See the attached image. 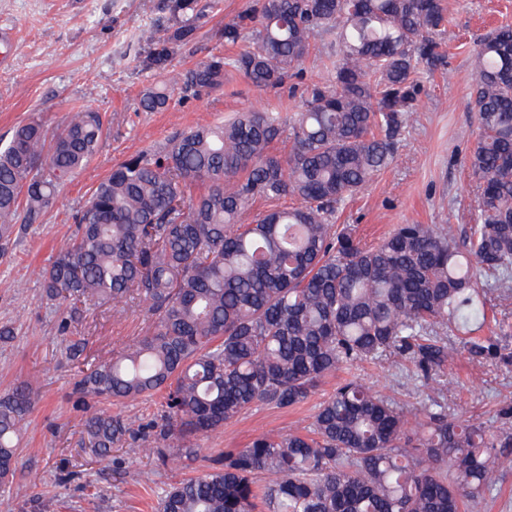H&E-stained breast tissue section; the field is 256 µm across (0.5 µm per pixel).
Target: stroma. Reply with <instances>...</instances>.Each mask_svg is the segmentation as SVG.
Listing matches in <instances>:
<instances>
[{
	"label": "stroma",
	"instance_id": "35a3bbf8",
	"mask_svg": "<svg viewBox=\"0 0 512 512\" xmlns=\"http://www.w3.org/2000/svg\"><path fill=\"white\" fill-rule=\"evenodd\" d=\"M254 0H191L196 17L192 41L178 47L165 69L143 65L138 38L153 30L172 35L177 15L171 0H0V26L13 42L0 45V138L31 119L48 131L61 128L72 109L85 105L101 112L106 130L98 152L61 187L39 223L14 225L0 247V395L31 384L40 399L29 414L15 454L16 475L0 490V512H26L33 497H55L56 512H160L170 485L209 471L213 459L242 448L257 435L307 426L335 389L326 379L304 403L292 409L258 404L223 429L191 437L197 455L159 459L125 443L105 458L84 444L85 412L74 392L79 367L107 361L145 336L153 323L145 303L103 302L61 332V316L46 297L40 273L76 231L74 215L86 204L113 166L153 149L198 123L228 121L238 113L264 110L293 117L307 84L327 79L331 34H316L302 77L290 86L261 90L243 74L231 72L223 88L193 95L169 79L214 54L236 56L253 47L252 35L237 44L224 40V27L236 22ZM448 9L446 57L442 65L420 64L415 106L396 141L390 166L347 198L337 224L353 225L367 244L400 224H438L460 234L477 206L467 160L478 137L470 102L472 50L501 26H512V0H445ZM167 87L165 109L144 111L142 94ZM81 342L79 358L68 347ZM340 377L382 391L405 405L441 402L452 418H478L498 424V411L512 405V362L476 358L461 352L444 377L417 378L408 361L359 362ZM339 377V378H340Z\"/></svg>",
	"mask_w": 512,
	"mask_h": 512
}]
</instances>
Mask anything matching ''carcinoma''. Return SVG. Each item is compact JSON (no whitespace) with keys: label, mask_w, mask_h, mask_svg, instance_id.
Listing matches in <instances>:
<instances>
[{"label":"carcinoma","mask_w":512,"mask_h":512,"mask_svg":"<svg viewBox=\"0 0 512 512\" xmlns=\"http://www.w3.org/2000/svg\"><path fill=\"white\" fill-rule=\"evenodd\" d=\"M183 12L173 40L186 44ZM444 0H256L242 22L257 47L213 55L186 70L181 89L224 85L231 67L258 88L284 84L321 30L336 31L334 75L305 89L291 124L272 112L208 122L129 158L99 182L75 220L79 235L43 271L47 298L77 322L84 309L131 294L157 314L148 335L109 362L79 370L85 432L100 456L144 441L163 456L188 434L224 427L256 404L293 407L324 379L361 361L401 357L424 376L445 371L458 347L512 359L484 335V283L512 290V28L486 35L470 72L480 127L468 169L479 192L475 223L456 239L433 224H400L367 246L333 224L339 204L392 160L422 61L444 58ZM148 64L162 66L169 41ZM166 89L142 99L168 102ZM104 123L80 108L55 133L32 119L0 147V240L39 221L59 185L97 151ZM289 139L287 153L274 144ZM206 191L195 197L196 185ZM293 196L248 223L255 199ZM454 326L459 343L441 336ZM166 390L162 423L133 430L97 407ZM39 400L29 386L0 397V474ZM421 430L406 433L408 415ZM512 427L450 419L441 404L416 410L356 381L324 399L310 426L260 434L224 451L216 467L172 486L162 512H475L512 469Z\"/></svg>","instance_id":"cac0c4a2"}]
</instances>
